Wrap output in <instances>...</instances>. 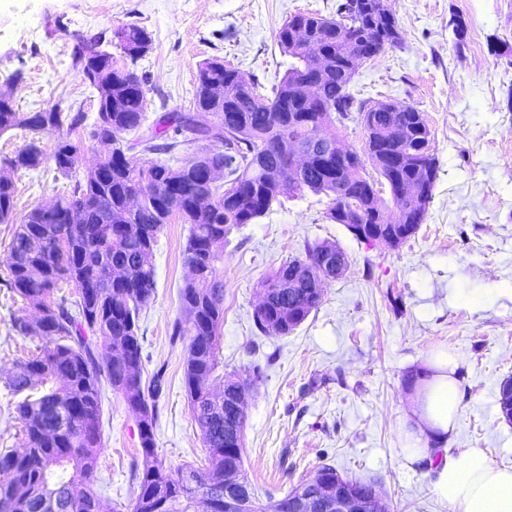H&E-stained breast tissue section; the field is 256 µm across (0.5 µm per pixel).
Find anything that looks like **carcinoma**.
<instances>
[{
  "label": "carcinoma",
  "mask_w": 512,
  "mask_h": 512,
  "mask_svg": "<svg viewBox=\"0 0 512 512\" xmlns=\"http://www.w3.org/2000/svg\"><path fill=\"white\" fill-rule=\"evenodd\" d=\"M353 0L336 8V17L296 13L277 32L282 52L297 59L272 88L261 94L255 84L240 77L219 58H209L198 68L190 112H164L152 133L135 144L150 154L172 155L179 147L210 137L224 144L222 151H205L181 163L171 160H137L128 155L133 146L125 135L136 133L146 120L147 74L112 61L102 73L86 66L88 54L102 47L105 36L79 37L71 53L72 66L97 93L100 116L111 119L112 132L95 145L97 165L77 175L80 144L70 140L87 121L86 113L59 100L53 111L55 129L66 131L52 160L55 170L72 181L69 191L56 199L57 213L31 209L14 230L7 267L8 288L36 306L50 301V314L37 333L40 352L21 364L11 379L16 419L22 425L23 448L0 450V512H100L93 489L97 459L102 450L100 401L102 384L122 395L128 409L149 418L140 433L142 469L134 471L137 491L128 512H201L205 503L224 498V467L243 469L242 448L224 446V399L213 394L211 378L220 366L218 340L224 322V280L219 264L227 236L236 227L264 216L281 196L310 191L330 199L326 218L336 224H355L358 212L365 223L381 224L384 200L374 190L422 185L421 197L400 204L401 209L422 213L432 199L437 161L430 152L431 132L423 114L411 106L387 113L386 124L364 129L362 155L348 165L336 166L319 150L308 151V165L296 178L277 179L271 171L281 167L310 135L344 123L352 113L362 114L373 104L349 91L358 68L353 62L354 42H367L370 58L402 44L398 25L386 31L371 18L352 9ZM317 40L322 54L314 61L296 40L297 30ZM110 43L131 62L144 57L151 37L136 24L112 30ZM42 115L21 112L15 103L0 104V132L25 128L40 132ZM46 157L30 142L9 159L8 166L35 171ZM379 175L374 179L366 166ZM218 168L224 182H209L207 172ZM14 180L0 182V210L13 209ZM139 195L144 207L134 213L130 197ZM83 206L77 224H62L59 214ZM179 219L190 225L185 247L186 264L197 277L187 278L180 289V314L172 336H188L184 379L192 417L206 449L204 468L188 466L178 477L166 473L155 448L156 398L161 374L142 386L143 358L139 313L155 296L152 244L162 228ZM336 249L332 242L305 244L304 256L281 264L259 284L260 291L275 295L285 274L297 267L318 276L322 251ZM62 283L77 289L79 300L71 307L55 298ZM321 304L307 289L296 293L294 307L278 302L254 310V324L265 335H285ZM134 350L128 364L109 358L99 361L96 350H114L128 342ZM262 378L259 367L245 378L223 376L231 397L250 390ZM316 485L306 490L336 486V469L322 465ZM303 488L292 487L282 498L263 504L256 512H288V500Z\"/></svg>",
  "instance_id": "cac0c4a2"
}]
</instances>
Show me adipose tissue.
<instances>
[{
	"instance_id": "obj_1",
	"label": "adipose tissue",
	"mask_w": 512,
	"mask_h": 512,
	"mask_svg": "<svg viewBox=\"0 0 512 512\" xmlns=\"http://www.w3.org/2000/svg\"><path fill=\"white\" fill-rule=\"evenodd\" d=\"M459 355L442 348L427 354L403 419L401 454L407 464H426L437 497L450 512H512V466L492 463L481 448L445 454L456 426Z\"/></svg>"
}]
</instances>
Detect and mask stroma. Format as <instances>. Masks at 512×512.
<instances>
[{
    "label": "stroma",
    "instance_id": "stroma-1",
    "mask_svg": "<svg viewBox=\"0 0 512 512\" xmlns=\"http://www.w3.org/2000/svg\"><path fill=\"white\" fill-rule=\"evenodd\" d=\"M341 0H0V90L25 108L59 98L96 112V100L70 63L76 35L143 26L152 49L148 119L190 108L200 63L218 57L263 87L292 62L276 34L288 17H332ZM404 41L363 62L351 88L364 98L422 112L439 164L432 200L415 236L398 248L358 241L326 219L325 196L283 199L252 224L233 229L224 247V372L264 377L246 401L242 457L259 500L281 498L325 464L347 480L373 483L388 512H449L427 467L398 453L407 378L426 354L460 355L459 422L449 452L485 449L512 465V423L499 411V385L512 378V0H388ZM466 24L457 38L451 18ZM33 19L35 38L18 28ZM60 135L16 128L0 133V165L37 142L40 172L14 173V214L23 217L69 187L51 156ZM189 225L172 220L154 247L156 295L140 314L143 379L162 373L154 424L156 451L170 474L205 456L184 385L188 337L172 338L188 275ZM13 225L0 224V448L22 445L9 390L18 364L39 352L38 337L13 326L33 309L7 286ZM336 243L345 275L324 286L317 311L293 332L263 335L253 323L258 282L305 242ZM102 444L94 489L103 512H123L135 490L138 420L120 394L103 387Z\"/></svg>",
    "mask_w": 512,
    "mask_h": 512
}]
</instances>
